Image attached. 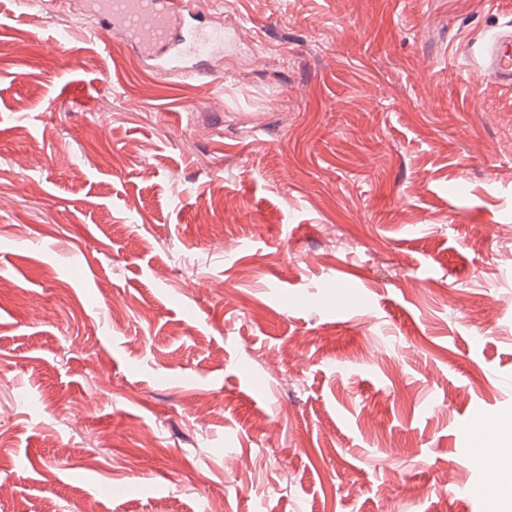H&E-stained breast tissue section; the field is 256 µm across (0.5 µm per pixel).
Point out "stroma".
Listing matches in <instances>:
<instances>
[{
    "label": "stroma",
    "mask_w": 512,
    "mask_h": 512,
    "mask_svg": "<svg viewBox=\"0 0 512 512\" xmlns=\"http://www.w3.org/2000/svg\"><path fill=\"white\" fill-rule=\"evenodd\" d=\"M215 84L0 0V512H504L512 0H217ZM478 60V70L483 78L491 80L504 89L512 90V29L509 25L489 40L471 48Z\"/></svg>",
    "instance_id": "1"
}]
</instances>
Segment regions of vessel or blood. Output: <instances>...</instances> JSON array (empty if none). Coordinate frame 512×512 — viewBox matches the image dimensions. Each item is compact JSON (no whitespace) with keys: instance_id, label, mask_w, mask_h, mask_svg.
<instances>
[{"instance_id":"b4317fda","label":"vessel or blood","mask_w":512,"mask_h":512,"mask_svg":"<svg viewBox=\"0 0 512 512\" xmlns=\"http://www.w3.org/2000/svg\"><path fill=\"white\" fill-rule=\"evenodd\" d=\"M94 37L112 35L125 49L170 77L204 76L203 61L231 48L229 34L214 29L190 0H106L97 12ZM483 78L512 90V29L473 47Z\"/></svg>"}]
</instances>
